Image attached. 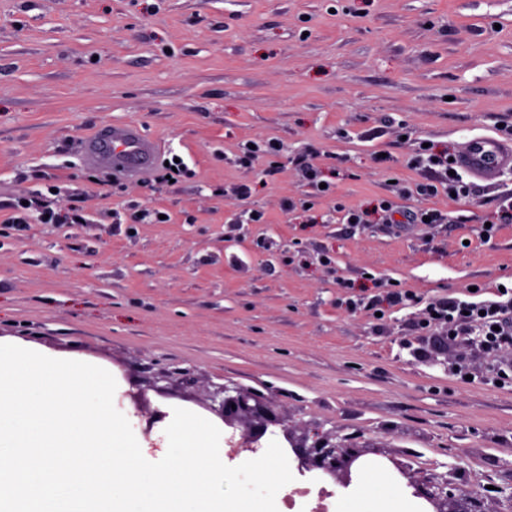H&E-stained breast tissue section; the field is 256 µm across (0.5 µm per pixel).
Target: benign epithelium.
Returning <instances> with one entry per match:
<instances>
[{
    "instance_id": "obj_1",
    "label": "benign epithelium",
    "mask_w": 512,
    "mask_h": 512,
    "mask_svg": "<svg viewBox=\"0 0 512 512\" xmlns=\"http://www.w3.org/2000/svg\"><path fill=\"white\" fill-rule=\"evenodd\" d=\"M219 395L223 396L220 408L224 424L229 427L244 425L240 447L254 448L269 426H280L288 448L299 460L300 467L317 470L325 476H339L345 487L351 484L352 475L361 473L363 450L359 446L336 443L335 436L322 433L315 427L307 429L300 436L295 435L286 420L272 412L268 401L252 391L242 388L231 390L224 385L213 392L212 398ZM409 485L414 488L416 497L433 507L432 512H486L483 505L473 499L449 507L454 495L448 491V479L435 474L420 479L412 476Z\"/></svg>"
}]
</instances>
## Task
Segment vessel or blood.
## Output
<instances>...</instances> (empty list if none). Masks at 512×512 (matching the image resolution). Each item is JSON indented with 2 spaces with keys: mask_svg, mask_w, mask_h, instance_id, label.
<instances>
[{
  "mask_svg": "<svg viewBox=\"0 0 512 512\" xmlns=\"http://www.w3.org/2000/svg\"><path fill=\"white\" fill-rule=\"evenodd\" d=\"M90 162L112 167L119 175L140 176L156 159V144L133 123H115L87 137ZM455 164L472 179L493 183L512 170V140L476 134L467 141Z\"/></svg>",
  "mask_w": 512,
  "mask_h": 512,
  "instance_id": "obj_1",
  "label": "vessel or blood"
}]
</instances>
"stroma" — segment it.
I'll return each instance as SVG.
<instances>
[{"instance_id":"obj_1","label":"stroma","mask_w":512,"mask_h":512,"mask_svg":"<svg viewBox=\"0 0 512 512\" xmlns=\"http://www.w3.org/2000/svg\"><path fill=\"white\" fill-rule=\"evenodd\" d=\"M115 121L157 141L145 179L86 158ZM474 133L512 137V0H0V339L109 367L153 460L177 407L239 436L211 409L237 385L393 458L400 491L401 465L512 512L495 354L419 330L416 306H346L390 281L426 299L512 282V223L483 232L512 173L459 199L395 195L428 178L408 164L420 142L453 157ZM259 139L281 144L274 168L237 163ZM176 158L187 174L162 181ZM306 164L333 195L312 198ZM50 185L83 223H11ZM391 196L448 221L385 223ZM251 210L262 223L239 225Z\"/></svg>"}]
</instances>
